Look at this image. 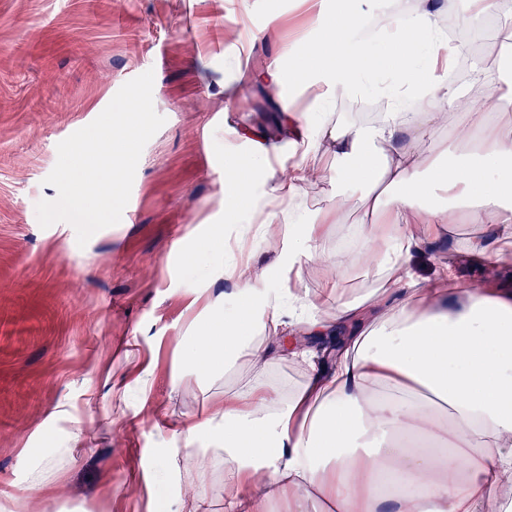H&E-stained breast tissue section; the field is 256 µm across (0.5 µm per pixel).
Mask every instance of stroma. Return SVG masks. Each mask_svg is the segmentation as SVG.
Returning <instances> with one entry per match:
<instances>
[{
  "instance_id": "35a3bbf8",
  "label": "stroma",
  "mask_w": 512,
  "mask_h": 512,
  "mask_svg": "<svg viewBox=\"0 0 512 512\" xmlns=\"http://www.w3.org/2000/svg\"><path fill=\"white\" fill-rule=\"evenodd\" d=\"M313 0H0V512H148L154 454L179 448L183 420L225 387L260 378L279 392L303 378L292 358L260 371L239 362L207 384L175 365L191 321L233 286L220 275L224 177L248 158L246 134L280 157L300 148L276 99L250 80L275 58L305 68ZM279 18V36L245 35ZM153 71L164 125L140 157L127 214L78 246L74 227H41L36 205L57 145L90 124L127 81ZM450 225L412 253L423 288L452 260L454 290L479 288L481 236ZM206 250L199 271L183 255ZM336 281L369 289L358 271L306 268L309 295ZM80 433V453L54 483L32 481L29 449Z\"/></svg>"
}]
</instances>
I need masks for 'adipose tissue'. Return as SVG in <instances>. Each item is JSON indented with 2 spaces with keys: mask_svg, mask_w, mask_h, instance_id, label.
Instances as JSON below:
<instances>
[{
  "mask_svg": "<svg viewBox=\"0 0 512 512\" xmlns=\"http://www.w3.org/2000/svg\"><path fill=\"white\" fill-rule=\"evenodd\" d=\"M434 0L415 12L318 11L309 67L296 71L314 109L285 112L303 148L298 162L270 169L271 150L253 142L224 181V221L257 243L280 229L279 262L256 266L234 250L222 272L243 299L194 320L180 371L208 380L239 361L263 367L284 352L306 365L290 394L261 382L225 388L207 416L184 420L196 447L155 455L159 484L174 487L152 512H203L213 485L224 512H512L500 492L512 479V288H477L448 302L449 275L412 289L414 225L473 224L482 261L512 265V114L491 95L500 63L477 59L465 87L437 72L468 50L438 26ZM399 64L387 71L372 44ZM426 78H417L418 68ZM385 99L370 122L332 118L338 97ZM446 129L455 153L426 141ZM335 174L331 204L312 210L302 189ZM348 183L365 185L367 221L357 244L337 251L330 229L351 205ZM348 267L378 281L372 291L319 296L288 283L305 268Z\"/></svg>",
  "mask_w": 512,
  "mask_h": 512,
  "instance_id": "obj_1",
  "label": "adipose tissue"
}]
</instances>
